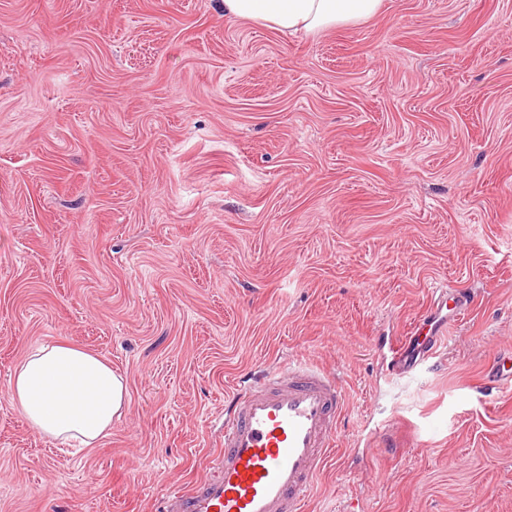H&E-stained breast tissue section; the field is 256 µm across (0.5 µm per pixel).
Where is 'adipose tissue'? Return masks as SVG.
<instances>
[{"label":"adipose tissue","instance_id":"1","mask_svg":"<svg viewBox=\"0 0 512 512\" xmlns=\"http://www.w3.org/2000/svg\"><path fill=\"white\" fill-rule=\"evenodd\" d=\"M382 0H224L225 14L281 33L317 32L374 16ZM12 405L35 433L90 447L107 437L127 407L124 377L71 343L43 344L8 383Z\"/></svg>","mask_w":512,"mask_h":512}]
</instances>
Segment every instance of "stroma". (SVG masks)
Instances as JSON below:
<instances>
[{
  "instance_id": "35a3bbf8",
  "label": "stroma",
  "mask_w": 512,
  "mask_h": 512,
  "mask_svg": "<svg viewBox=\"0 0 512 512\" xmlns=\"http://www.w3.org/2000/svg\"><path fill=\"white\" fill-rule=\"evenodd\" d=\"M471 307L388 373L434 291ZM68 341L128 382L92 448L6 395ZM512 0L282 34L222 0H0V512H154L252 369L337 372L307 512H512Z\"/></svg>"
}]
</instances>
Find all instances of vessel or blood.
Segmentation results:
<instances>
[{"instance_id": "vessel-or-blood-1", "label": "vessel or blood", "mask_w": 512, "mask_h": 512, "mask_svg": "<svg viewBox=\"0 0 512 512\" xmlns=\"http://www.w3.org/2000/svg\"><path fill=\"white\" fill-rule=\"evenodd\" d=\"M468 306L463 295L434 298L393 344L390 372L409 376L433 358ZM344 404L337 375L306 361L253 374L248 391L233 393L224 409V444L206 477L161 497L155 512H304Z\"/></svg>"}]
</instances>
